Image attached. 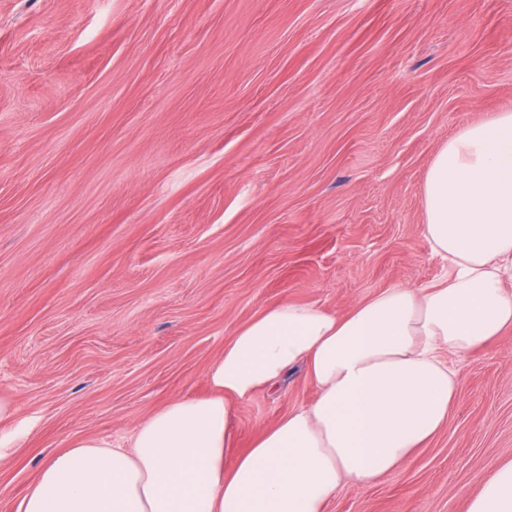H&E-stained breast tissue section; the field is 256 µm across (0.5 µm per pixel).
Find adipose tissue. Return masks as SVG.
Returning <instances> with one entry per match:
<instances>
[{
    "label": "adipose tissue",
    "instance_id": "obj_1",
    "mask_svg": "<svg viewBox=\"0 0 512 512\" xmlns=\"http://www.w3.org/2000/svg\"><path fill=\"white\" fill-rule=\"evenodd\" d=\"M422 204L446 277L342 314L266 307L209 365V396L169 400L137 427L132 449L72 442L43 463L16 512H325L340 488L396 471L447 423L454 359L512 331V111L440 146ZM297 368L313 401L236 452V405ZM468 512H512V460L480 479Z\"/></svg>",
    "mask_w": 512,
    "mask_h": 512
}]
</instances>
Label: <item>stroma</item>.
Listing matches in <instances>:
<instances>
[{
	"label": "stroma",
	"mask_w": 512,
	"mask_h": 512,
	"mask_svg": "<svg viewBox=\"0 0 512 512\" xmlns=\"http://www.w3.org/2000/svg\"><path fill=\"white\" fill-rule=\"evenodd\" d=\"M505 110L512 0H0V512L206 395L263 308L444 275L429 161ZM456 366L441 433L327 512H467L512 459V332ZM314 395L297 370L240 404L238 448Z\"/></svg>",
	"instance_id": "obj_1"
}]
</instances>
